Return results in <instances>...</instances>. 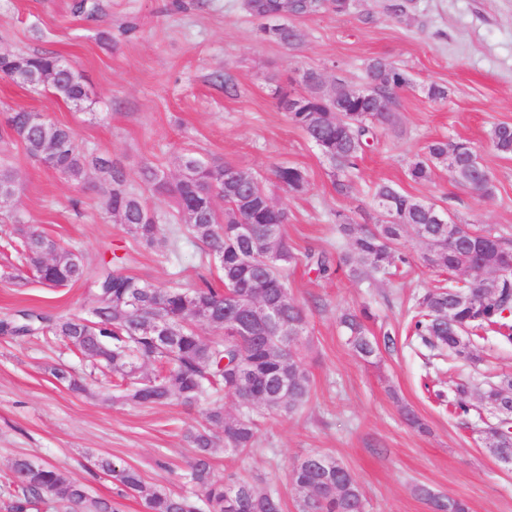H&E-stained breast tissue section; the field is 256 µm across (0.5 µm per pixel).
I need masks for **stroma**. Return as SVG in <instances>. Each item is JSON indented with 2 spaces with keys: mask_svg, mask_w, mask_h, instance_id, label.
<instances>
[{
  "mask_svg": "<svg viewBox=\"0 0 512 512\" xmlns=\"http://www.w3.org/2000/svg\"><path fill=\"white\" fill-rule=\"evenodd\" d=\"M94 2L87 15L75 13V0H0V50L67 58L93 99L77 110L49 92L0 78V113L23 107L69 126L85 152L123 166L134 185L145 163L176 177L189 150L267 176L277 164L301 166L309 178L302 193L287 192L269 177L266 183L268 195L290 213L288 239L299 252L343 251L337 212L356 224L373 223L369 191L386 180L463 223L512 239V157L497 154L487 137L493 124H512V0H410L402 17L387 13L385 0H360L349 15L325 11L297 20L303 35L297 51L262 39L240 0H185L182 8L173 0ZM377 56L411 79L397 97L402 132L381 135L351 176L353 193L342 197L327 163L278 108L271 87L298 81L311 67L359 86L364 62ZM228 76L236 95L224 92ZM434 84L447 87V99L430 98ZM446 137L476 147L495 178L494 197L480 199L455 186L442 166L429 181L407 178L408 162L428 142ZM0 162L14 169L19 184L16 196L0 205V236L9 230L7 217L17 216L91 262L129 256L128 273L156 286L190 288L202 274L191 240L148 248L107 214L97 172L85 185L72 184L30 160L18 143L0 153ZM404 245L414 262L397 275L373 273L354 282L343 273L321 279L302 264L290 269L289 293L309 312L299 346L310 397L292 414L264 418L252 452L217 451L216 477L239 473L275 493L283 512H297L287 473L298 458L319 452L355 474L366 512H432L415 491L419 485L464 500L469 512H512V467L484 444L500 416L481 400L488 383L512 374V341L492 332L472 338L475 359L466 362L408 336L417 297L439 276L422 263L425 247L414 235ZM365 307L373 314L368 335L389 332L395 340L368 361L353 352L338 323L343 312ZM28 308L54 317L87 315V287H46L0 248V321ZM59 364L86 369L79 354L54 337L0 334V512H12L18 496L11 465L19 456L66 471L94 497L117 492L97 467L102 458L137 468L147 488L191 493L185 475L193 450L184 436L203 423L206 404L116 403L111 373L99 370L86 391L75 392L52 376ZM461 383L474 406L465 420L448 406ZM408 410L425 431L407 425Z\"/></svg>",
  "mask_w": 512,
  "mask_h": 512,
  "instance_id": "stroma-1",
  "label": "stroma"
}]
</instances>
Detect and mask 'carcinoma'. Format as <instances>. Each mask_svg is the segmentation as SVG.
Masks as SVG:
<instances>
[{
    "label": "carcinoma",
    "instance_id": "1",
    "mask_svg": "<svg viewBox=\"0 0 512 512\" xmlns=\"http://www.w3.org/2000/svg\"><path fill=\"white\" fill-rule=\"evenodd\" d=\"M282 0H242L245 13L259 21L263 38L295 51L303 44L292 20L310 17L308 0H290L291 18L275 20L270 14L280 11ZM55 70V79L44 86L59 100L75 107L88 102L81 73L66 59L47 53H12L0 58V74L21 87L14 78L18 71ZM364 84L372 86L369 96L345 82L326 85L316 69L304 71L303 90L288 103V92L274 91L277 105L300 128L332 169V186L337 194L348 196L353 184L347 175L356 168L370 141L378 133L398 126L397 92L410 84L405 70L394 62L375 57L364 64ZM0 144L20 142L26 156L53 170L74 184L86 181L90 169L102 173L115 188L102 187L104 209L125 227L127 233L147 247L163 241L177 244L188 235L203 246L205 258L215 263L222 287L205 276L189 289L159 288L129 275L116 262H102L89 272L86 256L16 218L7 245L38 281L50 288H63L85 282L90 296L92 318L80 315L51 318L46 313L27 311L19 318L0 322V331L15 336L43 334L72 344L93 365L112 369L123 382L120 398L135 405L151 407L178 401L192 405L205 396L224 392L238 399L245 408L236 417L224 413L215 401L206 414L207 426L191 429L186 435L196 454L189 465V482L195 496L208 512H282L281 500L273 492L236 473L220 480L211 470L216 451L210 429L224 434V450L251 451L258 440L259 419L254 411L288 414L298 410L310 396V377L300 353L291 348L295 337L303 336L308 325L306 308L288 292V268L304 263L317 276L328 278L344 270L361 280L374 271L411 265L412 256L402 248L406 233H413L426 252L423 261L448 273L465 269L481 273L503 270L512 264V245L500 233L487 229L488 238L474 243L469 236L448 239V213L434 203H425L400 191L393 183L381 181L371 189L376 214L392 212L396 222L375 223L363 228L336 212V232L347 240L348 249L333 257L325 251H295L288 240V210L272 203L264 188L265 178L257 172L239 170V179H224L228 161L203 162L193 153L181 158L179 176L171 179L159 167H141L139 179L150 193L171 197L177 208L160 219L151 211L146 198L131 186L123 166L102 157L86 154L73 131L62 124L39 120V113L14 109L0 118ZM494 151L512 157V125L497 123L488 133ZM477 150L467 140L437 139L429 142L421 155L407 167L415 183L431 179L435 168L445 166L452 181L467 187L482 180L481 196L495 193L492 173L473 157ZM271 173L283 188L300 193L308 185L307 171L297 165L281 164ZM17 180L12 168L0 165V193L9 199L16 193ZM224 201V211L212 205ZM268 302L278 306L279 325L270 330L234 332L225 323L228 316ZM371 318L344 314L341 325L349 334L353 351L364 360L377 356L379 344L366 335L363 320ZM207 324L224 333L220 339H206L198 325ZM162 326L170 331L164 338L154 331ZM409 328L422 344L432 350H448L463 360L472 359L469 342L463 334L474 336L492 330L512 339V273L498 276L492 283L480 282L475 288L450 283L426 290L417 298ZM146 365L159 370L150 374ZM512 397V376L505 375L482 394V401L493 407ZM460 418L470 415L472 404L468 388L461 384L451 401ZM486 447L512 452L509 422L490 428ZM99 467L112 474L118 483L117 496L139 493L152 512H200L194 499L162 489H147L140 472L130 465L102 460ZM21 495L15 512H28L50 499L63 512H120V503L92 497L86 487L69 474L50 464L32 465L19 457L12 463ZM295 489L298 512H362V488L352 472L324 454L299 459L288 471ZM419 495L441 512H467L458 499L442 498L427 487ZM237 507L227 511L225 502Z\"/></svg>",
    "mask_w": 512,
    "mask_h": 512
}]
</instances>
